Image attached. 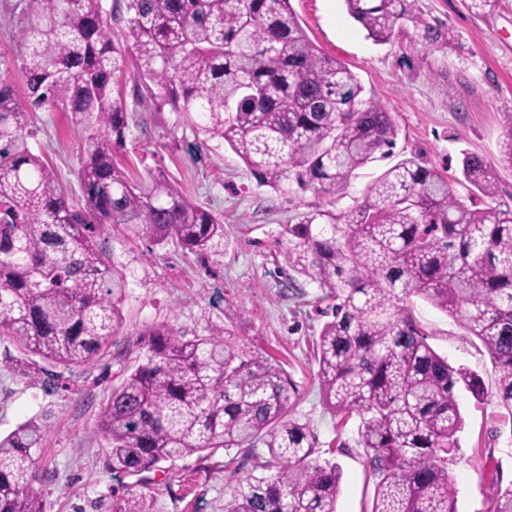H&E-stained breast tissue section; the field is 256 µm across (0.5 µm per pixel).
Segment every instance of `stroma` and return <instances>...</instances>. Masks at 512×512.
I'll use <instances>...</instances> for the list:
<instances>
[{
  "label": "stroma",
  "instance_id": "obj_1",
  "mask_svg": "<svg viewBox=\"0 0 512 512\" xmlns=\"http://www.w3.org/2000/svg\"><path fill=\"white\" fill-rule=\"evenodd\" d=\"M10 5L11 0H0V77L15 81L21 49ZM291 5L308 38L346 64L365 97L392 112L399 125V155L442 171L463 199L460 158L478 154L494 164L497 192L476 197L475 205L512 207V167L500 161L504 115L512 112V0H499L480 18L461 0H417L423 18L446 23L457 34V43L445 49L422 46L409 22L392 42L375 43L347 15L343 0H291ZM136 77L135 67H128L114 91L134 123L117 159L140 177L146 167L160 165L198 203L223 215L224 256L204 262L171 244L149 248L130 233L113 236L110 257L124 272L127 288L110 350L81 371H62L47 393L13 373L10 362L18 351L1 343L0 434L50 411L39 485L48 512H112L129 491L143 497L148 512H224L234 488L265 460L264 446L192 455L127 476L106 470V450L95 433L113 387L141 352L148 329L164 323L192 337L220 325L288 372L295 386L291 416L310 423L321 451L331 452L343 469L338 512H370L374 482L356 443L357 422L333 415L317 376L316 339L325 321L322 291L310 278L292 275L283 259L281 231L301 214L337 213L361 200L389 160L359 169L344 194L308 190L285 198L258 184L228 146L213 140L198 147L170 109L136 105ZM36 126L33 152L47 160L67 190L78 192L75 172L83 144L76 129L64 113L48 111L39 112ZM410 305L429 344L484 381L483 400L460 395L465 427L448 468L456 480L458 512H492L498 486L512 484V416L497 396L490 357L456 318L417 297Z\"/></svg>",
  "mask_w": 512,
  "mask_h": 512
}]
</instances>
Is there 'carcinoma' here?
Listing matches in <instances>:
<instances>
[{
    "instance_id": "1",
    "label": "carcinoma",
    "mask_w": 512,
    "mask_h": 512,
    "mask_svg": "<svg viewBox=\"0 0 512 512\" xmlns=\"http://www.w3.org/2000/svg\"><path fill=\"white\" fill-rule=\"evenodd\" d=\"M416 2L344 0L378 44L405 21L426 47L455 43L454 30L423 20ZM13 15L24 96L0 78V341L22 354L15 371L45 388L55 369L75 373L112 346L126 289L109 259L113 234L224 255L223 217L161 168L137 179L115 160L130 116L113 96L127 51L111 41L112 23L133 37L137 103L170 106L203 143L228 145L282 195L341 193L357 170L394 154L392 114L307 37L291 0H113L108 9L104 0H16ZM49 109L81 132L76 198L27 143ZM502 162L512 167L511 112ZM461 175L471 194H495L496 171L483 157L463 153ZM281 235L288 268L327 302L318 377L336 416L359 417L371 512H457L448 472L464 425L457 390L480 400L485 386L427 343L408 300L429 301L481 342L512 412V207L469 206L440 171L410 157L347 210L306 213ZM291 389L280 364L229 328L187 338L157 325L97 421L106 468L137 475L262 444L263 473L240 482L224 512H337L341 468L316 456L315 432L291 417ZM49 429L43 412L0 437V512H47L36 483Z\"/></svg>"
}]
</instances>
